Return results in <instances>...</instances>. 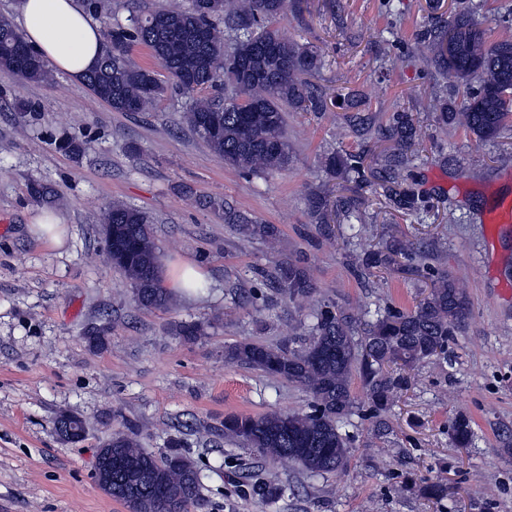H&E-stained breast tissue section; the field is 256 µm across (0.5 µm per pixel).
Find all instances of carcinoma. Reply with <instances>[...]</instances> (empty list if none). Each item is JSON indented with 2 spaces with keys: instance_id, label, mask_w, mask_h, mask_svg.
Masks as SVG:
<instances>
[{
  "instance_id": "cac0c4a2",
  "label": "carcinoma",
  "mask_w": 512,
  "mask_h": 512,
  "mask_svg": "<svg viewBox=\"0 0 512 512\" xmlns=\"http://www.w3.org/2000/svg\"><path fill=\"white\" fill-rule=\"evenodd\" d=\"M288 12V0H216L202 11L197 0L187 8L174 7L135 15L128 27L107 32L112 54H102L100 63L84 76L88 89L116 112H142L164 93L152 71L130 64L124 54L131 42L145 45L159 64L191 96L185 123L198 134L224 163L249 175H268L288 168L290 147L286 112H321L325 102L311 94L303 75L321 67L319 55L288 39L278 22ZM235 35L233 50L224 49V35L217 22ZM20 33L0 19V77L27 83H45L50 72L34 57L18 61L13 45ZM425 50L434 67L468 87L457 111L442 108L437 113L443 125L458 123L487 141L495 138L512 118V38L487 44L485 31L468 13H459L443 28L429 35ZM224 82V97L215 99L206 91ZM384 138L396 152L387 157L383 189L405 210L421 204L419 195L402 187V169L416 129L404 112L392 115ZM325 167L340 170L346 180L360 168L334 154ZM224 211V223L234 225L247 242L275 243L270 224L248 219L224 200L209 201ZM322 191L309 196V208L320 223L341 218L347 201L336 200L328 212ZM101 223L112 225V265L131 281L137 302L166 308L171 294L163 285L159 256L149 215L136 207L114 205ZM412 248L403 243L384 250L364 252L369 267L396 264L408 258ZM272 288L291 300H305L314 293L307 269L290 261L277 265ZM470 312L469 301L448 271L436 273L428 294L415 309L389 313L368 324L362 338L355 337L353 321L333 303H325L311 314L310 338L298 349L273 348L241 342L227 351L229 360L284 378L301 386L311 397L307 412L270 411L258 416L234 415L224 420V435L264 455L288 459L313 475L343 469L349 460L347 439L339 422L351 413L353 373L362 374L369 404L377 412L392 407L398 382L383 374L386 367L411 368L445 354ZM452 434L460 445L472 436L470 421L456 419ZM129 466L112 471V486L128 487L130 496H115L130 512H187L200 500V470L187 457L171 452L157 459L139 448L127 433H116L100 451Z\"/></svg>"
}]
</instances>
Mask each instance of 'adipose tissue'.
<instances>
[{
  "mask_svg": "<svg viewBox=\"0 0 512 512\" xmlns=\"http://www.w3.org/2000/svg\"><path fill=\"white\" fill-rule=\"evenodd\" d=\"M17 22L31 50L71 77L82 78L101 59L100 28L79 0H19Z\"/></svg>",
  "mask_w": 512,
  "mask_h": 512,
  "instance_id": "adipose-tissue-1",
  "label": "adipose tissue"
}]
</instances>
